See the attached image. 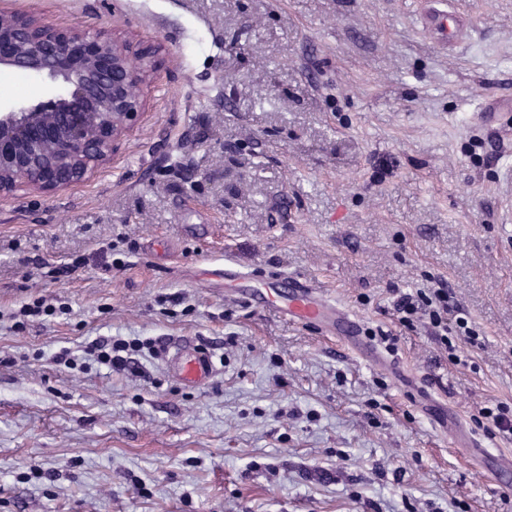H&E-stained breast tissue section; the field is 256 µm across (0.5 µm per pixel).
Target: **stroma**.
Listing matches in <instances>:
<instances>
[{"instance_id": "35a3bbf8", "label": "stroma", "mask_w": 512, "mask_h": 512, "mask_svg": "<svg viewBox=\"0 0 512 512\" xmlns=\"http://www.w3.org/2000/svg\"><path fill=\"white\" fill-rule=\"evenodd\" d=\"M456 3L443 49L421 0H0L158 62L107 165L0 198V512H512V436L473 421L512 406V0ZM54 91L0 72L2 106ZM227 255L395 331L386 364L225 297ZM433 277L479 334L458 365L393 315ZM41 296L70 314L15 330ZM112 337L218 373L86 362ZM172 361L171 366L186 383L192 386L205 384L215 373L209 356L201 348L194 349L189 356L178 355L176 352Z\"/></svg>"}]
</instances>
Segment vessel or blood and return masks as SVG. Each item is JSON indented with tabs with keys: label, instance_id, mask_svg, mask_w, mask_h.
<instances>
[{
	"label": "vessel or blood",
	"instance_id": "b4317fda",
	"mask_svg": "<svg viewBox=\"0 0 512 512\" xmlns=\"http://www.w3.org/2000/svg\"><path fill=\"white\" fill-rule=\"evenodd\" d=\"M424 2L422 26L436 41L455 37L472 23L469 16L458 13L454 0ZM223 275L235 282L237 298L289 320L316 326L358 348L360 355H367L358 318L338 306L321 289L283 273L256 284L253 275L238 270L229 257L224 260ZM172 366L186 383L194 386L205 384L215 373L209 356L199 348L188 356L174 355Z\"/></svg>",
	"mask_w": 512,
	"mask_h": 512
}]
</instances>
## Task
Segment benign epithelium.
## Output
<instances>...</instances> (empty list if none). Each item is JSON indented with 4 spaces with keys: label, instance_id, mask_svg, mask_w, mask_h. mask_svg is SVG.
Here are the masks:
<instances>
[{
    "label": "benign epithelium",
    "instance_id": "7a95c632",
    "mask_svg": "<svg viewBox=\"0 0 512 512\" xmlns=\"http://www.w3.org/2000/svg\"><path fill=\"white\" fill-rule=\"evenodd\" d=\"M0 70L47 79L58 89L0 110V197L51 194L106 165L145 108L156 72L149 51L101 30L54 27L34 15L0 13Z\"/></svg>",
    "mask_w": 512,
    "mask_h": 512
}]
</instances>
